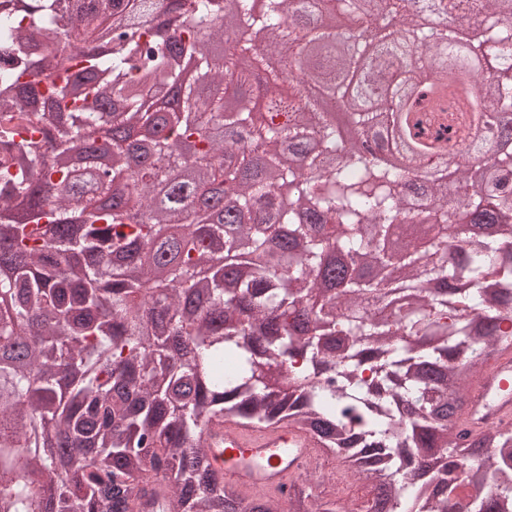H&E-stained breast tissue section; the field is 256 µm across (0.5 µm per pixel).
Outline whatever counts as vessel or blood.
Instances as JSON below:
<instances>
[{"label":"vessel or blood","instance_id":"obj_1","mask_svg":"<svg viewBox=\"0 0 512 512\" xmlns=\"http://www.w3.org/2000/svg\"><path fill=\"white\" fill-rule=\"evenodd\" d=\"M512 428V351L498 355L469 387L460 428L476 435ZM215 477L245 498H287L291 485L315 472L322 453L317 438L299 427L244 426L228 419L204 436Z\"/></svg>","mask_w":512,"mask_h":512}]
</instances>
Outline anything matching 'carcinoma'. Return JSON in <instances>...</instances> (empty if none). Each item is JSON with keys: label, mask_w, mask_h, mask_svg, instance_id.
<instances>
[{"label": "carcinoma", "mask_w": 512, "mask_h": 512, "mask_svg": "<svg viewBox=\"0 0 512 512\" xmlns=\"http://www.w3.org/2000/svg\"><path fill=\"white\" fill-rule=\"evenodd\" d=\"M189 11L199 23L163 39L122 18L143 5ZM216 0H36L28 11L0 0V512H137L163 495L165 512H281V501L243 503L207 468V427L298 426L353 463L371 486L366 512H512V430L470 439L459 429L457 394L512 348V148L505 173L448 197L447 183L418 184L444 150L483 152L476 110L512 111V14L502 0H426L456 29L490 21L487 36L454 50L456 29L427 41L407 0H361L402 17L405 36L364 46L316 25L309 0H232L228 22ZM260 31L275 60L266 79L314 71L320 90L343 96L339 76L372 52L374 79L345 101L362 136L397 122L409 137L436 135L421 155L392 168L358 145L338 156L339 135L319 99L297 90L267 96L260 118L243 93L249 72L238 41L220 55L209 40L224 26ZM482 54L494 71L476 98L460 75ZM429 75L402 118L387 95ZM151 160L130 184L136 141ZM172 141L212 160L203 190L232 197L224 218L174 186L164 205L155 187L172 182ZM263 154L288 204L268 191ZM434 220L426 252L398 266L412 286L350 282L330 291L324 251L386 265L364 239ZM152 282L142 292V281ZM288 363L296 392L260 379L264 363ZM287 512H347L338 498L296 481Z\"/></svg>", "instance_id": "1"}]
</instances>
